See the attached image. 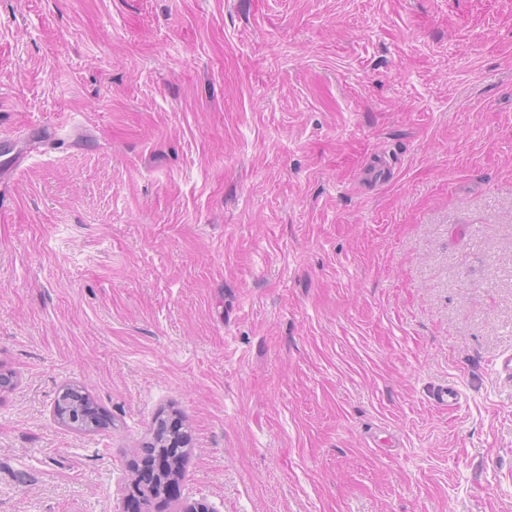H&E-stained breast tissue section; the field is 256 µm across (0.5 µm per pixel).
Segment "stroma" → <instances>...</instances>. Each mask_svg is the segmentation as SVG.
<instances>
[{"mask_svg": "<svg viewBox=\"0 0 512 512\" xmlns=\"http://www.w3.org/2000/svg\"><path fill=\"white\" fill-rule=\"evenodd\" d=\"M32 126L0 512H126L158 416L188 456L147 512H512V0H0ZM60 420L65 423L75 424L79 430H89L97 425L98 415L93 403L76 388H67L57 399ZM70 413L71 416L63 414ZM91 422L94 425H91Z\"/></svg>", "mask_w": 512, "mask_h": 512, "instance_id": "1", "label": "stroma"}]
</instances>
